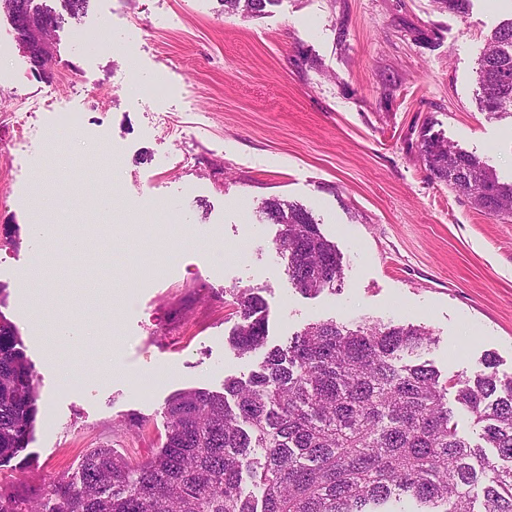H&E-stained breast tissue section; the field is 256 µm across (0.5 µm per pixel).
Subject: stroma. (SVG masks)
<instances>
[{"instance_id":"1","label":"stroma","mask_w":512,"mask_h":512,"mask_svg":"<svg viewBox=\"0 0 512 512\" xmlns=\"http://www.w3.org/2000/svg\"><path fill=\"white\" fill-rule=\"evenodd\" d=\"M511 17L495 0L465 16L438 0H276L258 17L219 0H90L39 77L0 12V229H17L0 239V318L39 396L0 488L42 500L94 448L147 461L170 397L248 378L258 357L225 343L236 288L260 289L272 346L317 320L411 322L432 332L420 358L442 377L488 353L512 375V222L434 180L417 148L428 125L512 175V117L476 105L485 38ZM104 18L109 54L83 38ZM132 72L166 93L133 96ZM64 112L80 126L60 128ZM272 197L303 205L335 243V290L288 282L277 228L257 216ZM158 208L180 217L176 247L131 280L129 245ZM41 215L55 235L37 244ZM79 228L91 247L60 261ZM66 317L91 330L85 347L55 335Z\"/></svg>"}]
</instances>
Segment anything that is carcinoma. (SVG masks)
<instances>
[{"mask_svg":"<svg viewBox=\"0 0 512 512\" xmlns=\"http://www.w3.org/2000/svg\"><path fill=\"white\" fill-rule=\"evenodd\" d=\"M60 2V12L47 0H0V10L31 11L56 29L89 5ZM221 2L258 16L276 0ZM477 84L481 111L512 116V18L487 38ZM419 153L435 179L512 221V180L487 161L426 126ZM260 214L279 226L275 249L297 292L336 289L342 257L306 208L273 197ZM233 305L235 355L263 352L247 379L171 397L152 459L132 465L95 448L79 478L50 483L45 504L0 490V512H383L405 499L418 512H512V376L499 374L495 358L471 377L443 379L417 359L434 341L430 330L393 321L319 320L269 348L259 289L233 290ZM37 414L33 367L15 326L0 319V463L26 447ZM461 415L479 442L460 434Z\"/></svg>","mask_w":512,"mask_h":512,"instance_id":"cac0c4a2","label":"carcinoma"}]
</instances>
